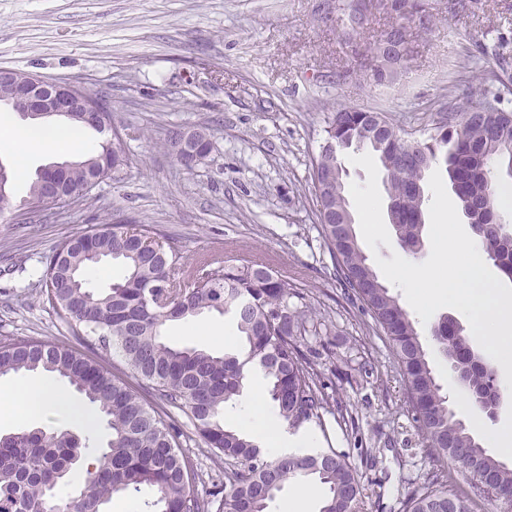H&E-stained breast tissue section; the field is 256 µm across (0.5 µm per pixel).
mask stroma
I'll list each match as a JSON object with an SVG mask.
<instances>
[{"label":"stroma","mask_w":512,"mask_h":512,"mask_svg":"<svg viewBox=\"0 0 512 512\" xmlns=\"http://www.w3.org/2000/svg\"><path fill=\"white\" fill-rule=\"evenodd\" d=\"M328 0H0V68L76 82L112 111L128 158L120 181L89 198L35 215H0V340L74 338L42 301L55 248L112 218L150 224L185 260L212 256L263 262L321 313L323 336L305 339L333 409L311 422L322 449L361 474L363 512H404L426 486L431 451L408 413L393 347L361 302L337 279L309 190L311 160L332 111L386 113L425 140L444 107L463 112L480 99L494 59L481 48L503 40L512 58V0L452 16L431 0L435 24L413 33L415 53L395 83L375 86L353 72L341 31L324 22ZM203 128L208 161L185 170L168 146L179 131ZM201 322L236 333L232 315ZM197 321V322H200ZM197 322L170 321L161 334L199 345ZM495 416L454 402L475 436L512 422V390L498 379ZM170 417L197 472L195 489L224 483L227 467L182 412Z\"/></svg>","instance_id":"obj_1"}]
</instances>
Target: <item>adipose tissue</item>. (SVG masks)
Instances as JSON below:
<instances>
[{
  "label": "adipose tissue",
  "instance_id": "ef3b65f1",
  "mask_svg": "<svg viewBox=\"0 0 512 512\" xmlns=\"http://www.w3.org/2000/svg\"><path fill=\"white\" fill-rule=\"evenodd\" d=\"M13 143L20 151L30 146L44 144H62L71 154L80 155L85 151L81 131L63 116L45 118L37 127L13 128ZM261 371L252 368L249 377L254 380L249 409L235 416L239 428L251 435L263 451L279 456H306L318 452L319 446L311 431L289 430L286 423L273 415L265 401L264 393L258 384ZM55 408L64 418L77 415L86 420H94L93 412L77 407L64 400L57 390L55 382L45 378H35L21 386H0V410L6 418L18 428L27 427L34 419L43 416L47 408Z\"/></svg>",
  "mask_w": 512,
  "mask_h": 512
}]
</instances>
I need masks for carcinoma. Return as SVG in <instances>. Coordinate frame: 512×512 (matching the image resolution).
Wrapping results in <instances>:
<instances>
[{
    "mask_svg": "<svg viewBox=\"0 0 512 512\" xmlns=\"http://www.w3.org/2000/svg\"><path fill=\"white\" fill-rule=\"evenodd\" d=\"M485 0H448L451 15H474ZM352 0H336L341 19ZM354 7V6H352ZM390 15L400 27L391 38L410 42L403 23L415 17L435 22L429 0H391ZM377 15L359 0L350 15L347 43L354 45L360 74L376 85L394 81L410 59L384 57L380 44L363 41ZM334 151H320L309 174L316 217L336 276L358 299L392 342L402 370L412 419L432 450V475L422 491L406 503V512H474L479 500L490 501L484 487L463 469L470 461L498 496L512 504V468L489 455L466 423L457 417L442 392L417 323L368 262L355 229L342 181L338 153L352 147L371 149L384 168L387 214L397 241L410 255L423 247L425 180L437 165L445 166L451 188L470 224L478 227L489 260L512 280V225L501 221L492 165L507 162L512 177V77L494 70L482 98L465 112L448 109L434 134L413 151L409 141L382 112L353 107L334 110L326 128ZM108 163V178L119 180L126 157L114 144L71 163L54 191L70 198ZM129 221L104 222L58 246L45 274L44 296L75 339H96L100 350L38 339L0 341V376L46 372L73 389L112 430L106 445H92L89 430L20 428L0 435V512H106L112 498L154 491L147 512H209L210 501L194 492L192 461L177 451L176 436L163 415L177 409L194 423L206 445L237 464L218 498L217 512H269L284 486L313 481L322 496L321 512H361L364 486L358 474L334 450L302 457L262 452L245 434L224 426V409L242 397L248 366L254 362L267 379V394L279 419L296 429L321 419L328 401L314 364L301 349V338L317 328L318 316L302 303L288 279L259 262L247 265L205 257L188 267L171 241L152 252L141 236H157L150 224L138 231ZM106 259L122 261L126 275L103 291L88 287L86 273ZM218 312L234 316L242 347L222 355L197 346L166 342L160 328L168 321L191 320ZM465 351L458 363L466 368L464 389L499 399L493 369L454 323ZM443 320L430 327L434 350L448 358ZM119 354L137 380L132 386L115 374L104 352ZM456 470L448 469V461ZM82 487L71 473L85 465ZM464 483L469 491L461 492Z\"/></svg>",
    "mask_w": 512,
    "mask_h": 512,
    "instance_id": "carcinoma-1",
    "label": "carcinoma"
}]
</instances>
